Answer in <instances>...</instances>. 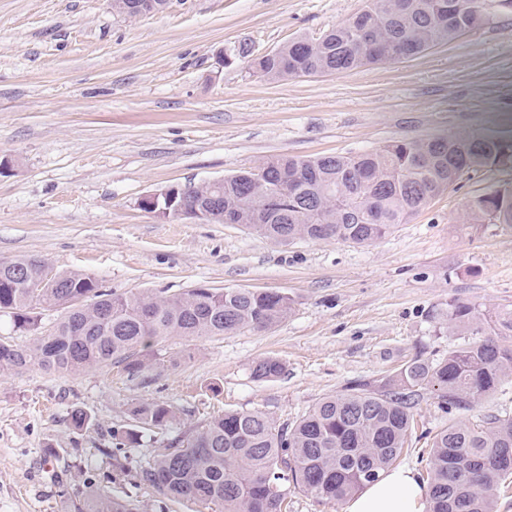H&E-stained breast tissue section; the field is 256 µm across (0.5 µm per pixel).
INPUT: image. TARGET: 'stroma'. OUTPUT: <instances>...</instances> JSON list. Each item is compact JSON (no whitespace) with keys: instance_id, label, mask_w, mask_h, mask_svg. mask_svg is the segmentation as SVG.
Listing matches in <instances>:
<instances>
[{"instance_id":"35a3bbf8","label":"stroma","mask_w":512,"mask_h":512,"mask_svg":"<svg viewBox=\"0 0 512 512\" xmlns=\"http://www.w3.org/2000/svg\"><path fill=\"white\" fill-rule=\"evenodd\" d=\"M364 0H168L127 17L110 0H0V260L34 255L117 294L204 285L279 291L292 314L265 330L155 342L149 368L77 374L32 366L0 375V512H86L103 494L130 512H198L136 485L134 466L227 410L293 421L357 380H381L463 344L450 303L512 312V230L471 224L475 196L512 167L465 173L408 223L363 246L279 244L236 224L163 219L146 194L200 183L273 156L358 152L434 134L512 138V10L421 55L316 77L267 81L234 48L317 38ZM274 356L284 372L257 380ZM176 413L115 451L131 411ZM87 412L90 428L67 419ZM398 460L427 479L429 432L512 416V384L471 410L425 390ZM284 371V364L277 358L264 357L252 365L251 375L257 380H270L280 376Z\"/></svg>"}]
</instances>
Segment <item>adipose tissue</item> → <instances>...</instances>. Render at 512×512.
Here are the masks:
<instances>
[{
	"label": "adipose tissue",
	"mask_w": 512,
	"mask_h": 512,
	"mask_svg": "<svg viewBox=\"0 0 512 512\" xmlns=\"http://www.w3.org/2000/svg\"><path fill=\"white\" fill-rule=\"evenodd\" d=\"M427 487L414 470L380 472L377 480L349 498L344 512H426Z\"/></svg>",
	"instance_id": "ef3b65f1"
}]
</instances>
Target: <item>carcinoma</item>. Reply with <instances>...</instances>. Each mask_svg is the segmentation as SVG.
<instances>
[{"mask_svg": "<svg viewBox=\"0 0 512 512\" xmlns=\"http://www.w3.org/2000/svg\"><path fill=\"white\" fill-rule=\"evenodd\" d=\"M488 0H366L360 11L317 39L300 37L274 52L252 56L248 45L238 55L249 59L254 74L266 80L348 72L386 63L402 46L417 56L474 28ZM369 28L375 48L365 53L360 31ZM512 157V140L484 135L436 136L392 141L358 153L310 158L271 157L224 178L212 189L204 183L184 186L198 210L236 213L250 230L268 240L333 237L371 245L390 233L468 171L493 167ZM268 179L254 195L274 185L281 171L293 177L292 189L278 194L264 210L250 204V175ZM473 224L512 227V185L469 201ZM44 260L19 256L0 261V313L17 328H35L38 310L62 308L64 315L28 347L0 341V374L36 365L46 372L79 373L121 363L131 375L148 364L139 352L168 336H224L243 329H268L292 312L287 294L245 288H191L173 294H115L93 277L57 273L56 285L35 295L27 279ZM112 311L104 322L101 310ZM448 331L475 336L438 359H419L380 381H357L316 403L299 419L279 423L267 413L226 411L177 436L163 452L135 468L139 484L178 502L209 506L222 512H283L288 491L345 502L393 466L411 435L412 409L421 391H438L443 409L470 410L485 396L512 381V347L484 325L478 306L453 303ZM284 364L264 357L252 365L257 380L280 376ZM136 428L112 433L121 445L138 443V429L172 422L165 404L137 406ZM512 456V417L490 416L479 425L456 421L431 438L428 512H495L496 492L512 483V468L499 456ZM89 512H129L116 498L99 497Z\"/></svg>", "mask_w": 512, "mask_h": 512, "instance_id": "1", "label": "carcinoma"}]
</instances>
